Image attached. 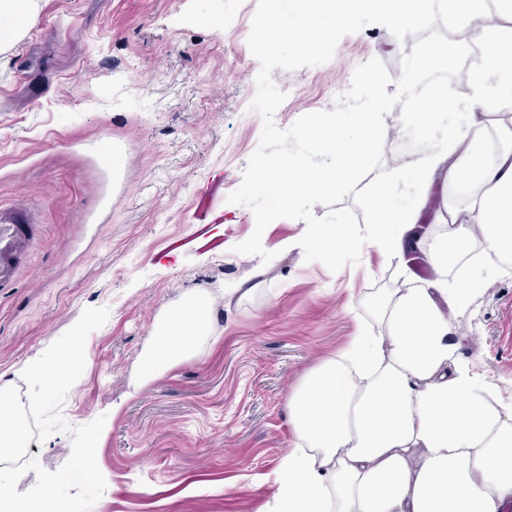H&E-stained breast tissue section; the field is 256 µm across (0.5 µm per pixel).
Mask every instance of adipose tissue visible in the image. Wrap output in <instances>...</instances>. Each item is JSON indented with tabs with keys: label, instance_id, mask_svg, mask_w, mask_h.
<instances>
[{
	"label": "adipose tissue",
	"instance_id": "adipose-tissue-1",
	"mask_svg": "<svg viewBox=\"0 0 512 512\" xmlns=\"http://www.w3.org/2000/svg\"><path fill=\"white\" fill-rule=\"evenodd\" d=\"M35 11L36 0H0V50L21 39ZM331 13L332 26L316 30V40L331 41L336 26L367 13L406 34L439 14L460 32L483 26L488 45L453 90L429 79L455 65L447 44L426 51L410 67L396 109L366 73L358 110L322 113L302 132L329 167L299 164L292 153L257 166L259 185L288 206L357 190L350 174L380 150L383 116L395 113L400 132L433 144L379 174L367 196L370 243L398 261L435 185L453 192L428 246L435 279L409 278L380 296L383 333L359 327L289 396L294 442L266 512H512V398L502 397L487 371L456 358L460 339L449 322L498 268L472 263L462 281L448 278L477 240L487 255L512 257V0H335ZM214 308L201 295L167 312L140 385L212 333Z\"/></svg>",
	"mask_w": 512,
	"mask_h": 512
}]
</instances>
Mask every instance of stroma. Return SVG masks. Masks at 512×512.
Returning a JSON list of instances; mask_svg holds the SVG:
<instances>
[{"mask_svg":"<svg viewBox=\"0 0 512 512\" xmlns=\"http://www.w3.org/2000/svg\"><path fill=\"white\" fill-rule=\"evenodd\" d=\"M257 0H37L35 18L0 52V201L25 196L40 220L16 287L0 290V387L26 392L23 370L88 307L109 310L86 342V365L60 412L69 431L30 441L27 455L59 469L71 428L105 417L97 462L106 489L92 512H264L293 439L288 396L335 356L369 299L402 276L366 246L357 265L305 262L304 221L278 219L269 264L236 253L252 211L229 203L258 148L251 108L259 62L247 37ZM414 38L370 25L327 63L272 73L290 86L279 128L330 110L354 69L380 59L394 81ZM429 143L390 135L356 174L413 161ZM111 151L113 171L96 165ZM97 221L81 230L83 213ZM252 297L215 307L212 335L140 388L136 376L165 310L225 284ZM458 354L512 393V267L452 319Z\"/></svg>","mask_w":512,"mask_h":512,"instance_id":"1","label":"stroma"}]
</instances>
